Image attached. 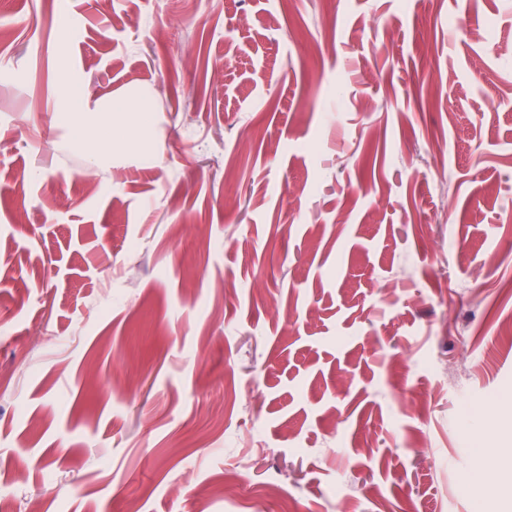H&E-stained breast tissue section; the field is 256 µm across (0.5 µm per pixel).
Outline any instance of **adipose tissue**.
Instances as JSON below:
<instances>
[{
    "mask_svg": "<svg viewBox=\"0 0 512 512\" xmlns=\"http://www.w3.org/2000/svg\"><path fill=\"white\" fill-rule=\"evenodd\" d=\"M62 107L58 123L73 145L90 147L89 161L97 167L115 153L145 152L149 147V108L154 97L149 88L122 91L105 100L89 101L79 73L65 70L60 75ZM136 111H129V104Z\"/></svg>",
    "mask_w": 512,
    "mask_h": 512,
    "instance_id": "obj_1",
    "label": "adipose tissue"
}]
</instances>
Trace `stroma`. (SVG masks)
I'll list each match as a JSON object with an SVG mask.
<instances>
[{
    "label": "stroma",
    "mask_w": 512,
    "mask_h": 512,
    "mask_svg": "<svg viewBox=\"0 0 512 512\" xmlns=\"http://www.w3.org/2000/svg\"><path fill=\"white\" fill-rule=\"evenodd\" d=\"M3 274L7 512H512V0H0ZM81 82L79 73L62 71V107L57 121L74 146L93 147L89 155L91 166H100L112 153L145 152L149 147L148 103L154 98V91L151 88H140L135 93L122 91L91 103L84 95ZM131 101L137 104L136 112H128ZM476 465L471 473L464 479L462 489L468 495L479 499L483 494V483L481 476L491 461L497 459V455L493 448H477L476 449Z\"/></svg>",
    "instance_id": "35a3bbf8"
}]
</instances>
